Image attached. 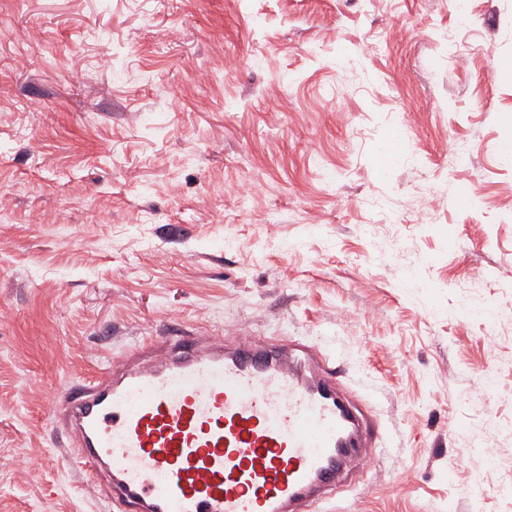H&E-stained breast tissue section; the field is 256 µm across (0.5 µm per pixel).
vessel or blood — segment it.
Wrapping results in <instances>:
<instances>
[{"instance_id":"obj_1","label":"vessel or blood","mask_w":512,"mask_h":512,"mask_svg":"<svg viewBox=\"0 0 512 512\" xmlns=\"http://www.w3.org/2000/svg\"><path fill=\"white\" fill-rule=\"evenodd\" d=\"M51 418L118 512H322L376 433L294 337H150Z\"/></svg>"}]
</instances>
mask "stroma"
<instances>
[{
  "mask_svg": "<svg viewBox=\"0 0 512 512\" xmlns=\"http://www.w3.org/2000/svg\"><path fill=\"white\" fill-rule=\"evenodd\" d=\"M509 139L512 0H0V512H107L49 408L172 330L342 365L326 512H512Z\"/></svg>",
  "mask_w": 512,
  "mask_h": 512,
  "instance_id": "1",
  "label": "stroma"
}]
</instances>
